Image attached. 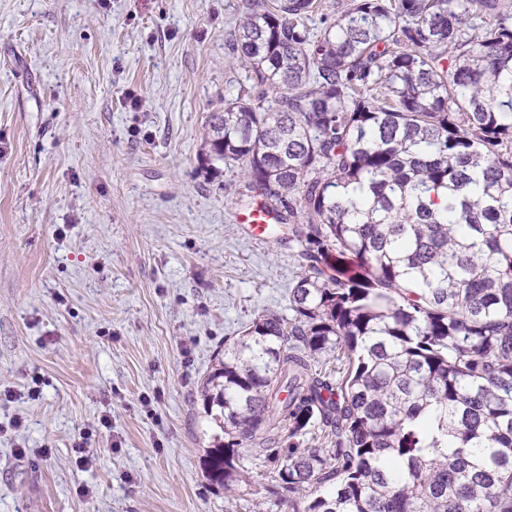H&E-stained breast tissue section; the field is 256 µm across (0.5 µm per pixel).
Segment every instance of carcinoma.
I'll use <instances>...</instances> for the list:
<instances>
[{"label":"carcinoma","mask_w":512,"mask_h":512,"mask_svg":"<svg viewBox=\"0 0 512 512\" xmlns=\"http://www.w3.org/2000/svg\"><path fill=\"white\" fill-rule=\"evenodd\" d=\"M270 0L212 113L303 261L201 382L207 480L281 512H512V15L499 0ZM481 24H475V20ZM336 355L333 374L320 357ZM316 432L331 448H299Z\"/></svg>","instance_id":"obj_1"}]
</instances>
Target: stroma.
<instances>
[{"mask_svg":"<svg viewBox=\"0 0 512 512\" xmlns=\"http://www.w3.org/2000/svg\"><path fill=\"white\" fill-rule=\"evenodd\" d=\"M251 2L0 0V512L269 498L258 459L250 484H209L224 435L200 398L301 274L236 223L240 169L206 157L210 113L246 81L228 43Z\"/></svg>","mask_w":512,"mask_h":512,"instance_id":"1","label":"stroma"}]
</instances>
